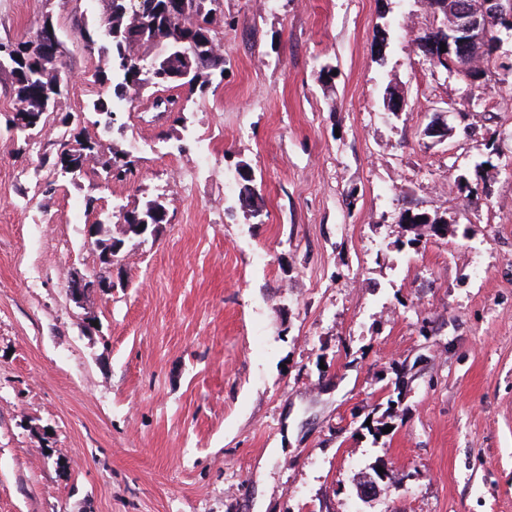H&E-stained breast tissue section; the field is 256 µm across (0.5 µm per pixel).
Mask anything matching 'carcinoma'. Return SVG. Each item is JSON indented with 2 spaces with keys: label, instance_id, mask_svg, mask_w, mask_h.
<instances>
[{
  "label": "carcinoma",
  "instance_id": "obj_1",
  "mask_svg": "<svg viewBox=\"0 0 512 512\" xmlns=\"http://www.w3.org/2000/svg\"><path fill=\"white\" fill-rule=\"evenodd\" d=\"M138 0H111L100 22L102 48L110 54L109 69H96L91 80L101 86L112 85V97L99 98L90 111L98 115L96 123L106 129L121 131L126 107L142 95L161 102L164 112L175 113V121H184L189 96L202 93L213 77L224 76L222 39L216 27L219 0H154L147 9L136 7ZM501 26L490 23L489 38L484 44L485 62L493 60L498 48L497 32ZM62 41L46 47L40 39L0 42V73L6 76L5 93L13 102L9 123L23 134L26 144H36L52 134L51 158L41 167L50 176L36 180V185L50 187L59 177L75 178L90 164L100 165L107 181L130 180L136 165L132 154L114 149L105 158L99 142L69 124L72 113L61 112L60 100L69 90L71 72L62 65ZM448 74L459 77L470 87H480L485 72L463 61L443 66ZM174 87L185 88L188 96L163 97L161 92ZM245 182L240 192V207L256 211V190L245 164L236 167ZM117 218L128 225V238H139V225L155 232L168 223L166 209L154 200L133 208L122 206Z\"/></svg>",
  "mask_w": 512,
  "mask_h": 512
}]
</instances>
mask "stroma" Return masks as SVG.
Masks as SVG:
<instances>
[{"label":"stroma","instance_id":"35a3bbf8","mask_svg":"<svg viewBox=\"0 0 512 512\" xmlns=\"http://www.w3.org/2000/svg\"><path fill=\"white\" fill-rule=\"evenodd\" d=\"M223 6L226 75L186 122L143 98L123 134L85 122L134 184L38 190L45 147L0 92V512H512V70L473 91L433 71L424 0ZM103 9L0 0L1 40L58 25L63 110L110 93L76 27ZM146 200L168 223L74 304L89 225L121 237L104 214Z\"/></svg>","mask_w":512,"mask_h":512}]
</instances>
